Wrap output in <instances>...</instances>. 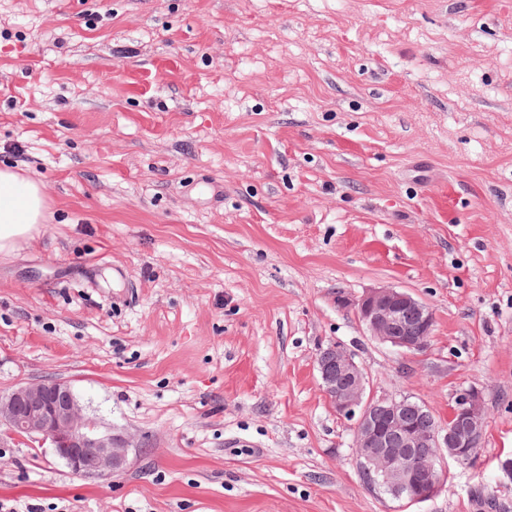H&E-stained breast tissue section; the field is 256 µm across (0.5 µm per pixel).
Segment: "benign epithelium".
<instances>
[{
  "label": "benign epithelium",
  "mask_w": 512,
  "mask_h": 512,
  "mask_svg": "<svg viewBox=\"0 0 512 512\" xmlns=\"http://www.w3.org/2000/svg\"><path fill=\"white\" fill-rule=\"evenodd\" d=\"M372 339L406 353L424 350L433 335L432 309L412 294L390 286L357 299L340 295ZM316 369L334 411L351 421L360 470L369 484L406 505L434 499L444 487L445 460L472 458L485 436L482 394L462 390L442 424L428 406L410 396L366 393L367 374L354 354L339 344L319 349ZM0 444L10 440L48 446L76 475L109 477L126 464L130 440L83 411L71 385L56 379L21 384L0 394Z\"/></svg>",
  "instance_id": "1"
}]
</instances>
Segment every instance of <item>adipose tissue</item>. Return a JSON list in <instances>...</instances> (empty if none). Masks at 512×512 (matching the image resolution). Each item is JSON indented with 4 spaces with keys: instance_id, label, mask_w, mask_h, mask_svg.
Returning <instances> with one entry per match:
<instances>
[{
    "instance_id": "adipose-tissue-1",
    "label": "adipose tissue",
    "mask_w": 512,
    "mask_h": 512,
    "mask_svg": "<svg viewBox=\"0 0 512 512\" xmlns=\"http://www.w3.org/2000/svg\"><path fill=\"white\" fill-rule=\"evenodd\" d=\"M46 198L41 183L0 167V252L36 232L45 219Z\"/></svg>"
}]
</instances>
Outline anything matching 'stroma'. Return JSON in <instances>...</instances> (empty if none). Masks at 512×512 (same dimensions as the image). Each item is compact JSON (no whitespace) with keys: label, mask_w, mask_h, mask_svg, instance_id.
I'll list each match as a JSON object with an SVG mask.
<instances>
[{"label":"stroma","mask_w":512,"mask_h":512,"mask_svg":"<svg viewBox=\"0 0 512 512\" xmlns=\"http://www.w3.org/2000/svg\"><path fill=\"white\" fill-rule=\"evenodd\" d=\"M47 222L0 254V392L67 382L108 478L0 447L16 512H512V0H0V167ZM430 306L427 347L337 295ZM486 438L406 506L315 358ZM494 497L489 509L477 491ZM338 307H353L373 340L406 353L424 350L433 335L432 309L407 291L382 286L367 290L358 299L339 295Z\"/></svg>","instance_id":"stroma-1"}]
</instances>
